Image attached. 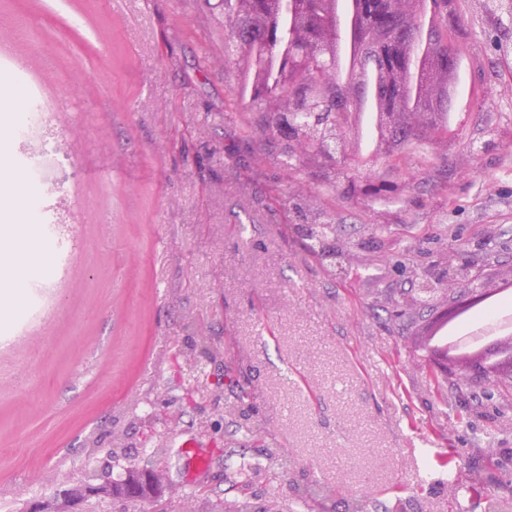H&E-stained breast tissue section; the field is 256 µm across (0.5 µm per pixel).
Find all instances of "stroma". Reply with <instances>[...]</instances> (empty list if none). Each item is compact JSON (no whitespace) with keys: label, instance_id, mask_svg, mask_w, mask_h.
Masks as SVG:
<instances>
[{"label":"stroma","instance_id":"1","mask_svg":"<svg viewBox=\"0 0 512 512\" xmlns=\"http://www.w3.org/2000/svg\"><path fill=\"white\" fill-rule=\"evenodd\" d=\"M217 3L0 0V75L38 95L59 140L78 136L45 156L77 249L24 277L0 336V507L50 496L109 448L140 462L158 435L168 486L206 489L196 512L244 494L266 507L268 478L241 487L228 455L273 457L284 503L307 480L335 489L332 512L365 491L403 512H512V371L438 368L442 299L395 315L449 250L490 288L512 274V62L492 48L512 29L459 0L450 38L479 94L447 141L348 165L397 174L387 202L248 135L261 108L239 93ZM315 220L335 224V257L299 237ZM199 330L222 361L175 363ZM201 368L211 393L187 403ZM245 414L272 438H243ZM188 438L203 474L176 448Z\"/></svg>","mask_w":512,"mask_h":512}]
</instances>
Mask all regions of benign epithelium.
Returning a JSON list of instances; mask_svg holds the SVG:
<instances>
[{"instance_id":"obj_1","label":"benign epithelium","mask_w":512,"mask_h":512,"mask_svg":"<svg viewBox=\"0 0 512 512\" xmlns=\"http://www.w3.org/2000/svg\"><path fill=\"white\" fill-rule=\"evenodd\" d=\"M237 13L224 16L225 34L238 30L237 15L249 13L273 19L288 11L295 16L290 29L288 60L280 65L278 86L288 94L259 85L252 98L264 102L273 111L306 112L303 98L310 88H322L319 74L336 85L333 100L351 110L357 100L370 94L380 101L378 113L377 155L391 157L408 142L438 139L441 110L454 108L455 99L445 98L432 91L443 78L459 69V55L451 41L433 29L421 24L416 0H359L358 22L345 26L332 12L327 0H236ZM431 6L441 14L448 29L460 23L457 0H431ZM349 34V41L359 50L357 72L347 75L339 64L340 39ZM377 70L382 80L373 88L364 80V72ZM422 77L429 88L412 109L404 106L408 91V78ZM276 136L288 149L298 147L301 131L295 124H281ZM319 153L314 170H331L346 165L350 160L348 141L336 139L334 143L313 142ZM420 292H448L446 313L458 310L463 299L483 297L489 291L481 270L473 262L458 260L457 252L448 258L442 278L425 277L419 283Z\"/></svg>"}]
</instances>
